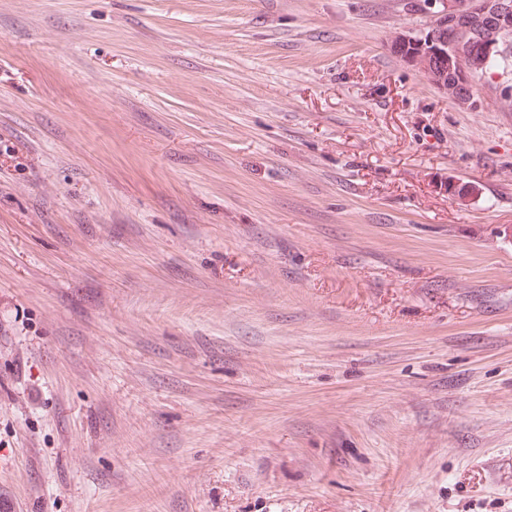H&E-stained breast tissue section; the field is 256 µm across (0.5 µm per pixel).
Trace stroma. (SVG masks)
<instances>
[{
  "instance_id": "1",
  "label": "stroma",
  "mask_w": 512,
  "mask_h": 512,
  "mask_svg": "<svg viewBox=\"0 0 512 512\" xmlns=\"http://www.w3.org/2000/svg\"><path fill=\"white\" fill-rule=\"evenodd\" d=\"M423 0H0V512H512V106Z\"/></svg>"
}]
</instances>
